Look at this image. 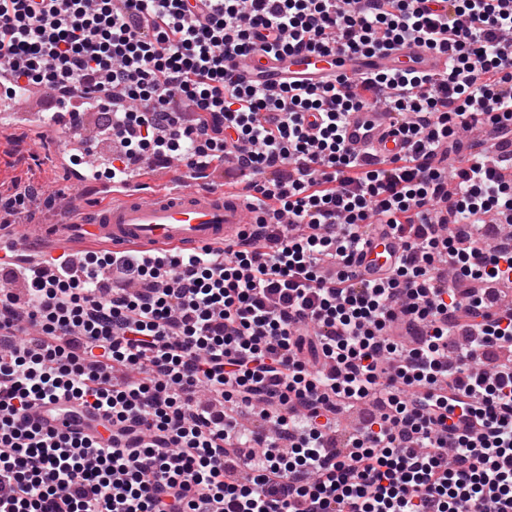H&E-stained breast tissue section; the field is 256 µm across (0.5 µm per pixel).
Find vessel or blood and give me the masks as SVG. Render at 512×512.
Here are the masks:
<instances>
[{
	"label": "vessel or blood",
	"instance_id": "vessel-or-blood-1",
	"mask_svg": "<svg viewBox=\"0 0 512 512\" xmlns=\"http://www.w3.org/2000/svg\"><path fill=\"white\" fill-rule=\"evenodd\" d=\"M408 68L438 78L448 69V57L416 43L351 58L333 52L276 57L260 50L239 66L238 75L242 81H258L277 90L285 83L320 86L339 76L354 79L382 70ZM12 111L19 117L40 113L42 131L46 134L73 124L66 99L44 95L34 86L13 94ZM399 126L395 113L371 104L347 114L342 135L359 160H391L404 155L407 149ZM118 196V201L104 202L82 222L55 225L56 241L66 246L75 236L82 235L114 246L174 245L199 249L217 241L239 239L249 225L259 223L263 217L261 211L247 208L243 196H231L214 188L202 190L189 181L163 193L125 186ZM33 237V232L25 230L15 238H0V262L8 259L19 267L32 266L29 248ZM400 251L401 244L394 236L373 237L356 266L358 278L378 279Z\"/></svg>",
	"mask_w": 512,
	"mask_h": 512
}]
</instances>
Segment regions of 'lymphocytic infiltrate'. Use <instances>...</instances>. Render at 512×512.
<instances>
[{
    "mask_svg": "<svg viewBox=\"0 0 512 512\" xmlns=\"http://www.w3.org/2000/svg\"><path fill=\"white\" fill-rule=\"evenodd\" d=\"M264 28L286 53L413 41L448 73L273 92L226 65ZM0 71L105 112L106 179L234 158L268 216L199 252L46 254L0 285V512H512V232L485 231L512 215L505 0H0ZM370 102L411 143L377 167L340 133ZM474 128L498 160L467 156ZM372 225L402 251L365 282ZM46 401L110 436L32 423Z\"/></svg>",
    "mask_w": 512,
    "mask_h": 512,
    "instance_id": "lymphocytic-infiltrate-1",
    "label": "lymphocytic infiltrate"
}]
</instances>
